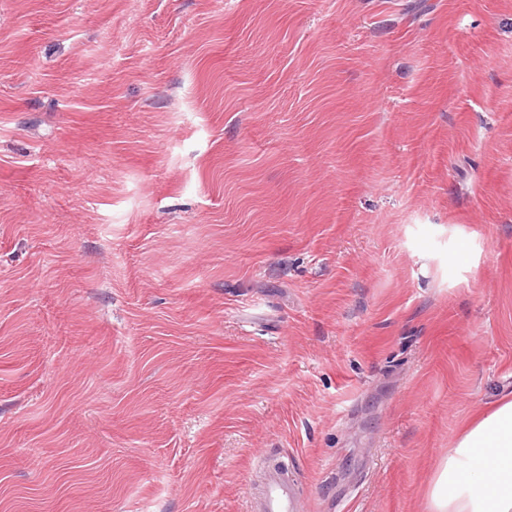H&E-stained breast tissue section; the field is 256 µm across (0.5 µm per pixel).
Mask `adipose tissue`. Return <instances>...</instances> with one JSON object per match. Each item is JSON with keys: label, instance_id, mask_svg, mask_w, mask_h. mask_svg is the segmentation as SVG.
<instances>
[{"label": "adipose tissue", "instance_id": "adipose-tissue-1", "mask_svg": "<svg viewBox=\"0 0 512 512\" xmlns=\"http://www.w3.org/2000/svg\"><path fill=\"white\" fill-rule=\"evenodd\" d=\"M430 512H512V400L473 417L439 465Z\"/></svg>", "mask_w": 512, "mask_h": 512}]
</instances>
